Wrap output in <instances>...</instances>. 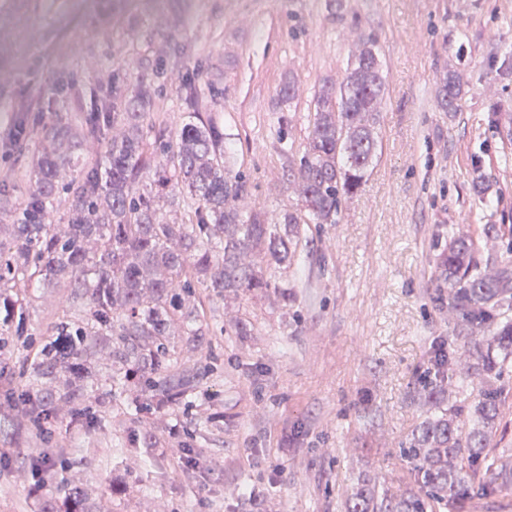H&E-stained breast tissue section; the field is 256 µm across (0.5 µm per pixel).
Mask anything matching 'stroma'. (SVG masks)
Listing matches in <instances>:
<instances>
[{
    "mask_svg": "<svg viewBox=\"0 0 512 512\" xmlns=\"http://www.w3.org/2000/svg\"><path fill=\"white\" fill-rule=\"evenodd\" d=\"M368 36L385 76L381 145L338 223L313 229L294 301L198 290L185 304L204 328L201 385L179 408L139 413L126 397L94 404L89 424L59 409L55 434L74 447L54 469L92 512H252L255 497L263 512H344L361 476L409 485L399 447L427 415L432 349L456 333L438 255L462 232L480 259L501 257L483 228L512 224V0H0V224L28 196L42 129L79 130L113 80L129 92L141 76L155 89L150 133L211 119L246 205L295 208L288 178L313 95ZM451 69L464 95L445 112L436 90ZM18 120L29 138L17 147ZM85 294L33 284L25 332L85 319ZM240 314L249 335H225ZM28 428L0 414V512H36L57 492L32 467Z\"/></svg>",
    "mask_w": 512,
    "mask_h": 512,
    "instance_id": "obj_1",
    "label": "stroma"
}]
</instances>
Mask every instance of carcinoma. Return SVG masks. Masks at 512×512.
<instances>
[{
	"label": "carcinoma",
	"instance_id": "cac0c4a2",
	"mask_svg": "<svg viewBox=\"0 0 512 512\" xmlns=\"http://www.w3.org/2000/svg\"><path fill=\"white\" fill-rule=\"evenodd\" d=\"M385 77L376 41L351 46L341 81L323 80L308 114L305 143L291 170L301 206L267 218L247 211L242 175L224 167V130L208 121L188 122L171 139L144 147L151 87L139 80L134 96L112 86V108L84 118L79 133L60 126L43 133L33 162L30 196L17 223L0 225L1 322L13 321L33 281L67 285L91 276L85 322L59 321L32 360L35 377L67 375L78 390L120 397L140 389L139 401L179 407L198 384L190 357L170 333L180 321L187 336L202 335L199 316L184 300L197 287L217 294L253 296L268 290L291 299L288 272L307 245L311 224H335L343 201L355 194L376 156ZM457 73L439 82L437 103L453 112L462 97ZM119 133L108 135L109 130ZM84 139L101 146L104 170L60 152L62 142L79 149ZM68 168L73 177L59 180ZM62 190L72 193L67 226L57 234L42 223L43 211ZM159 193L175 205L191 200L195 221L171 224L156 204ZM439 278L448 284L449 308L458 333L490 332L486 346L455 336L434 350L433 365L452 370L465 354L480 375L477 398L439 409L426 418L399 454L413 480L399 493L375 490L363 480L346 500V512H463L475 494L512 489V450L498 447L499 410L512 379V265L490 273L475 243L450 238L441 250ZM97 337L112 342L114 365L104 373L88 357ZM70 392L48 395L31 383L21 393L4 391L3 407L33 421L37 430L56 418ZM42 512H91L81 491L64 486L43 501Z\"/></svg>",
	"mask_w": 512,
	"mask_h": 512
}]
</instances>
